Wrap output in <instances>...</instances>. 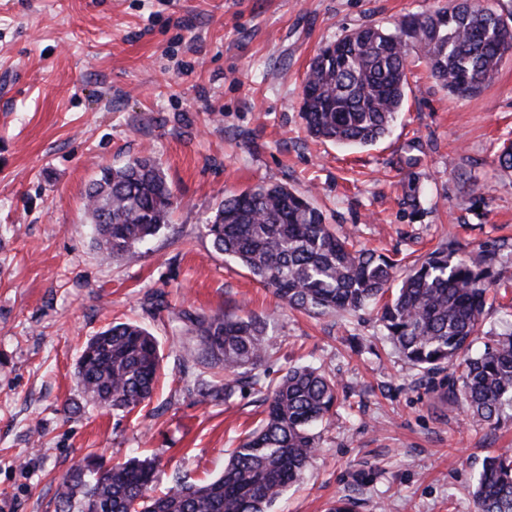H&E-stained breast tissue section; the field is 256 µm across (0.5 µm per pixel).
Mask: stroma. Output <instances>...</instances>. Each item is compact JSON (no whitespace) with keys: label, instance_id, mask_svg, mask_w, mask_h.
I'll list each match as a JSON object with an SVG mask.
<instances>
[{"label":"stroma","instance_id":"1","mask_svg":"<svg viewBox=\"0 0 512 512\" xmlns=\"http://www.w3.org/2000/svg\"><path fill=\"white\" fill-rule=\"evenodd\" d=\"M450 0H0V512H56L87 457L220 475L265 417L238 383L229 400L188 388L196 342L173 313L267 320L255 374L309 364L336 379V408L306 478L273 512H474L486 456L512 450V410L492 429L430 394L433 376L384 339L376 309L309 315L216 252L203 226L224 197L261 182L305 194L337 235L410 265L448 242L497 249L499 290L482 329L512 307V56L474 96L448 92L418 49L390 134L365 148L309 136L302 84L343 32L391 27ZM155 159L177 205L137 261L103 258L84 202L103 168ZM130 320L160 343L150 401L119 416L86 403L73 371L87 340Z\"/></svg>","mask_w":512,"mask_h":512}]
</instances>
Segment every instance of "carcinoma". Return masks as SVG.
<instances>
[{
  "label": "carcinoma",
  "mask_w": 512,
  "mask_h": 512,
  "mask_svg": "<svg viewBox=\"0 0 512 512\" xmlns=\"http://www.w3.org/2000/svg\"><path fill=\"white\" fill-rule=\"evenodd\" d=\"M419 48L431 76L448 91L475 94L512 54V13L490 0H453L402 22L400 31L370 26L336 38V49L312 59L302 87L308 133L343 146H368L385 137L402 110L409 45ZM174 193L159 164L136 158L105 168L87 192L96 244L108 259L133 260L138 247L166 224ZM215 251L246 268L285 304L313 313H351L384 299L394 262L356 250L333 233L322 212L284 184H258L231 195L204 225ZM494 256L456 255L453 243L413 265L381 306L386 340L403 360L426 371H448L433 386L448 405L462 404L480 425L498 427L512 409V331L496 334L474 354L486 294L496 286ZM175 331L194 336L185 368L206 363L224 370L218 385L197 379L193 389L215 397L235 392L231 377L257 368L270 337L252 315H201L182 310ZM157 339L131 321L111 323L82 348L74 379L90 400L131 412L151 399L161 370ZM266 418L236 448L224 474L192 482L175 475L154 494L156 468L131 458L106 466L88 458L58 489L59 512H270L289 486L303 479L319 450L316 427L336 402V380L308 365L293 366L276 382L256 378ZM474 512H512V453L485 459L473 493Z\"/></svg>",
  "instance_id": "obj_1"
}]
</instances>
